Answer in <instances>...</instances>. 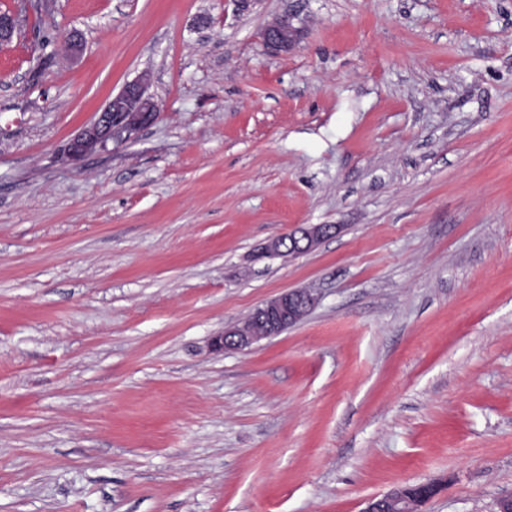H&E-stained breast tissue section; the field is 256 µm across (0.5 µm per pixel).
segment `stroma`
<instances>
[{"instance_id":"35a3bbf8","label":"stroma","mask_w":512,"mask_h":512,"mask_svg":"<svg viewBox=\"0 0 512 512\" xmlns=\"http://www.w3.org/2000/svg\"><path fill=\"white\" fill-rule=\"evenodd\" d=\"M144 72L157 119L60 162ZM306 224L339 230L255 259ZM299 288L287 331L211 350ZM427 481L424 512L512 495V0L29 11L0 49V512H362ZM301 36V30L293 24L290 15L283 16L268 23L260 32L263 46L272 53L292 51Z\"/></svg>"}]
</instances>
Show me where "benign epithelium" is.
<instances>
[{
	"label": "benign epithelium",
	"instance_id": "7a95c632",
	"mask_svg": "<svg viewBox=\"0 0 512 512\" xmlns=\"http://www.w3.org/2000/svg\"><path fill=\"white\" fill-rule=\"evenodd\" d=\"M20 13H0V48H8L20 40ZM301 36L300 28L293 24L291 16L275 19L263 27L260 39L272 53L292 51ZM148 78L127 83L107 101L92 121L81 127L70 138L63 153L76 162L84 156L105 151L112 142L127 139L133 132L152 123L158 107L147 94ZM336 233L332 224L300 227L289 235L270 239L261 248L264 257H294L313 250L323 239ZM316 304V298L306 290L283 293L258 307L241 326L224 330V334L211 340L215 351L242 350L251 345L286 331L300 321ZM439 491L434 483H421L411 488H397L380 497L370 499L363 512H422L421 507Z\"/></svg>",
	"mask_w": 512,
	"mask_h": 512
}]
</instances>
